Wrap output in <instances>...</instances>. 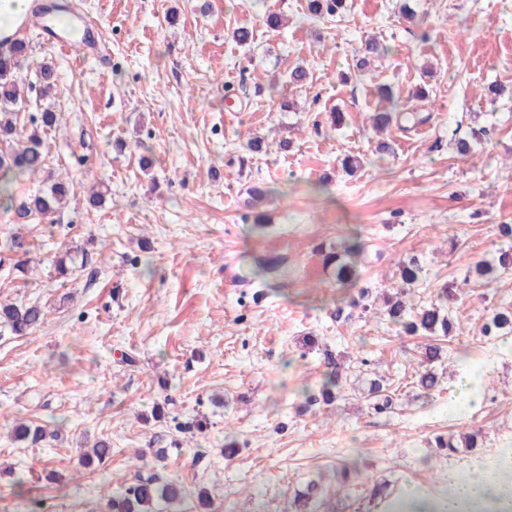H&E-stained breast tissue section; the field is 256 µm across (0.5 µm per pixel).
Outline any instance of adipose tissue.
Here are the masks:
<instances>
[{
    "mask_svg": "<svg viewBox=\"0 0 512 512\" xmlns=\"http://www.w3.org/2000/svg\"><path fill=\"white\" fill-rule=\"evenodd\" d=\"M441 493L402 485L380 503L378 512H512V474L473 463L468 477H448Z\"/></svg>",
    "mask_w": 512,
    "mask_h": 512,
    "instance_id": "adipose-tissue-1",
    "label": "adipose tissue"
}]
</instances>
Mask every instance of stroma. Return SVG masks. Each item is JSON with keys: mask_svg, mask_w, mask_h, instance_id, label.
Here are the masks:
<instances>
[{"mask_svg": "<svg viewBox=\"0 0 512 512\" xmlns=\"http://www.w3.org/2000/svg\"><path fill=\"white\" fill-rule=\"evenodd\" d=\"M61 2L98 18L108 43L99 60L29 43L31 66L52 63L59 79L51 97L29 94L17 125L57 113L41 133L46 168L74 194L51 222L20 219L16 202L43 187L25 175L14 205L0 206V302L45 312L28 336L0 326V512L35 501L104 512L158 448L166 476L209 490L211 512H290L312 479L320 512H373L374 484L438 492L448 473L512 459V335L479 334L494 308L512 305V271L463 280L472 262L512 251L497 229L512 223V0H348L332 20L309 17L306 0ZM270 9L283 29L265 27ZM238 27L252 30L249 45L232 41ZM371 36L390 53L363 72L356 59ZM298 65L309 73L301 88L285 82ZM382 84L421 117L389 132L390 154L369 123ZM420 88L427 98H415ZM334 112L344 115L336 128ZM481 128L491 138L460 156L457 139ZM254 135L268 151L239 168ZM347 156L361 161L355 174L341 167ZM100 180L105 202L87 208ZM256 185L270 192L253 205ZM18 231L30 245L23 279L6 259ZM351 237L361 279L344 288L324 252ZM61 246L88 253L65 278L50 263ZM411 256L424 266L406 294L412 308L464 284L428 395L417 384L425 337L360 305L361 290L392 292ZM270 258L280 272L258 284L249 271ZM332 357L347 368L342 396L307 404L302 388L318 389ZM371 378L385 380L392 412L370 410ZM19 419L59 437L15 443ZM193 419L205 429L176 430ZM473 431L477 447L435 446ZM97 438L112 456L83 469L79 444ZM230 442L238 453L227 459ZM345 465L361 475L347 491Z\"/></svg>", "mask_w": 512, "mask_h": 512, "instance_id": "1", "label": "stroma"}]
</instances>
